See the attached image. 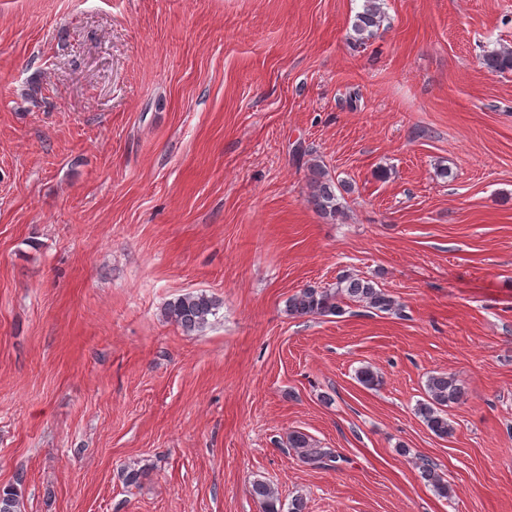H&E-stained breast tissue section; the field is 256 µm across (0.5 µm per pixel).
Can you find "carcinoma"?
I'll return each instance as SVG.
<instances>
[{
	"label": "carcinoma",
	"instance_id": "obj_1",
	"mask_svg": "<svg viewBox=\"0 0 512 512\" xmlns=\"http://www.w3.org/2000/svg\"><path fill=\"white\" fill-rule=\"evenodd\" d=\"M384 20L380 0H364L362 11L355 15L351 26L352 39L360 45L365 44L376 35ZM482 65L492 72H512V48L503 46L487 52L482 57ZM310 187V203L317 213L330 220L343 214V196L337 195L341 185L317 162L310 166ZM347 301L362 303L380 312L395 309L394 300L371 281L345 276L333 288L301 289L288 298L286 311L293 318L336 316L344 312L343 303ZM218 309L219 303L215 298L204 293H188L167 302L163 315L166 320L191 333L206 325ZM462 398V389L454 376L446 373L432 375L427 380V399L419 403L417 412L436 436L446 437L452 433L448 407L459 403ZM288 449L314 468L325 467L336 459L333 453L314 447L308 436L301 432L289 436ZM423 474L439 496L450 495L448 483L433 466L424 465ZM251 495L260 504L261 512H305L306 502L302 497L293 498L285 506L274 488L261 479L252 482ZM20 497L21 489L16 485L0 488V512H20Z\"/></svg>",
	"mask_w": 512,
	"mask_h": 512
}]
</instances>
